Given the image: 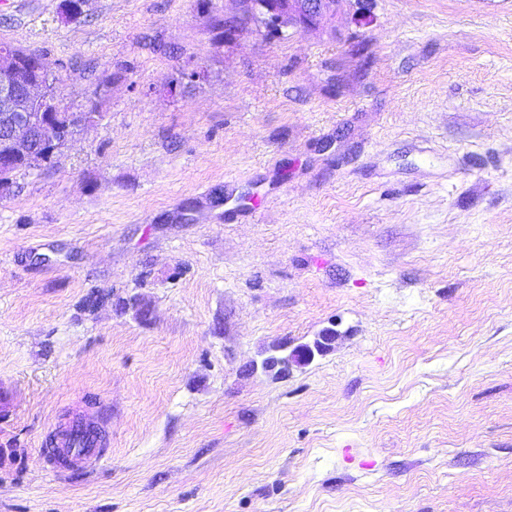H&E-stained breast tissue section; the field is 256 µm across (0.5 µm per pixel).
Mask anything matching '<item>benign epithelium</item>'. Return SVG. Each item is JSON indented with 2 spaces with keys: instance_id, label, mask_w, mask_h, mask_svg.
<instances>
[{
  "instance_id": "benign-epithelium-1",
  "label": "benign epithelium",
  "mask_w": 512,
  "mask_h": 512,
  "mask_svg": "<svg viewBox=\"0 0 512 512\" xmlns=\"http://www.w3.org/2000/svg\"><path fill=\"white\" fill-rule=\"evenodd\" d=\"M241 7L233 23L224 27V38L231 39L239 31L263 25L280 34L290 29H314L328 25L342 11L345 0H239ZM15 54L8 44L0 46V175L10 174L16 154H38L54 141L66 127L70 141L79 131L91 126L76 115L59 111L58 102L50 98V80L55 73L43 60H38V76L24 79L14 66ZM333 331L317 337L313 344L294 348L283 359L270 358L263 367L283 379L293 365H305L315 354L325 352Z\"/></svg>"
}]
</instances>
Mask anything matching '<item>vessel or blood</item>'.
<instances>
[{
	"mask_svg": "<svg viewBox=\"0 0 512 512\" xmlns=\"http://www.w3.org/2000/svg\"><path fill=\"white\" fill-rule=\"evenodd\" d=\"M105 441L101 429L89 427L84 418L75 417L53 428L42 452L55 464L83 466L101 456Z\"/></svg>",
	"mask_w": 512,
	"mask_h": 512,
	"instance_id": "obj_1",
	"label": "vessel or blood"
}]
</instances>
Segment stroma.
<instances>
[{"mask_svg": "<svg viewBox=\"0 0 512 512\" xmlns=\"http://www.w3.org/2000/svg\"><path fill=\"white\" fill-rule=\"evenodd\" d=\"M61 4L0 0L103 115L0 195V512H512V0ZM241 7L233 25L225 17H211V24L224 27V39H232L252 25H264L279 34L288 29H314L328 25L342 11L345 0H239ZM333 334V330H329L327 333H322L318 336L313 345H302L294 348L291 353L288 354L284 359L270 358L263 362V367L267 371H275L274 375L278 379L287 377L292 370L294 364L305 365L313 360L315 352L322 354L335 339L336 336H330ZM76 438L79 447H71ZM105 441L101 429L89 427L82 417H74L53 428L49 441L40 450L60 466H84L102 455Z\"/></svg>", "mask_w": 512, "mask_h": 512, "instance_id": "1", "label": "stroma"}]
</instances>
